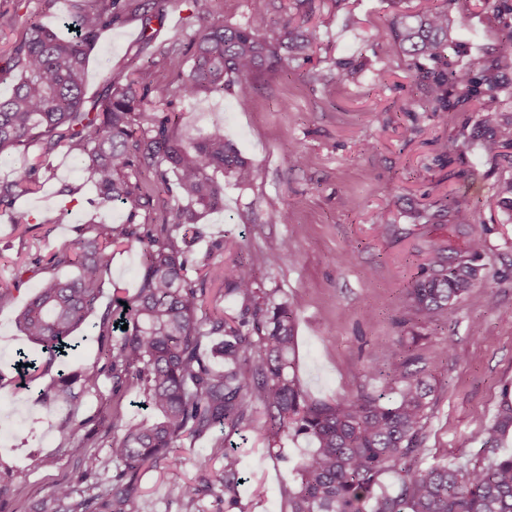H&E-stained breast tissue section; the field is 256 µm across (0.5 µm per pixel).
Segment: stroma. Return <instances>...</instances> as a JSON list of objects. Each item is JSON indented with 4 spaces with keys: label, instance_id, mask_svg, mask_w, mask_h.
Masks as SVG:
<instances>
[{
    "label": "stroma",
    "instance_id": "obj_1",
    "mask_svg": "<svg viewBox=\"0 0 512 512\" xmlns=\"http://www.w3.org/2000/svg\"><path fill=\"white\" fill-rule=\"evenodd\" d=\"M141 0H130L126 14L102 33L89 53L85 79L88 104L105 93L103 76L143 79L152 100L179 119L172 132L193 141L213 125L249 164L244 179L224 183L223 208L201 214L196 254L211 253V289L222 287L221 269L232 259L250 264L266 287L288 299L296 311V370L300 384L315 400L333 402L359 389L389 387V366L400 350L433 360L431 382L436 402L425 428L422 463L464 464L482 459V431L498 413L504 390L512 391V207L497 196L498 184L512 176V165L485 154L479 141L480 114L474 102L449 96V109L437 111L426 72L432 62L408 67L389 52L384 37L396 12L391 0H310L306 10L321 33L310 59L259 76L248 107H239L234 88L223 95L193 98L175 94L179 70L162 62L147 67L149 54L194 21L185 0H169L159 17L144 23ZM447 51L448 61H481L498 38L512 29V11L502 0H470ZM74 0H0V50L19 43L30 15L60 35ZM382 75V88L373 78ZM447 150H440V143ZM303 164H295L296 155ZM55 177L40 192L20 196L16 211L32 216L28 230L14 229L0 215V288L12 291V306L0 309V462L15 473L14 494L0 499V512H25L29 502L46 497L53 485L73 480L93 487L62 453L58 415L35 401L58 374L50 368L31 385L15 380L9 360L27 346L15 316L38 290L42 279L15 283V263L49 254L85 228L94 198L83 185L74 159L63 150L47 158ZM79 185L74 198L57 195L60 183ZM454 195L469 208L486 247L480 277L452 321L426 323L414 313L407 291L421 273L432 244L460 243L464 236L441 204ZM413 207L429 217H410ZM224 248L212 252L214 243ZM290 250H283V243ZM140 270L138 250H119L103 276L102 298L69 370L102 366L100 325L112 308L114 286L134 294ZM373 317H366V310ZM136 391L113 393L112 374L104 370L95 388L76 405L85 419L89 451L107 455L108 438L93 416L116 410L144 418ZM237 449L243 512H288L287 491L294 474L287 462L268 455L267 422L262 412L231 434ZM41 463H34V456ZM181 471L146 469L141 490L145 512H183L169 497L175 482L216 481L224 470L220 449L203 437L184 449ZM212 456L209 470L197 469Z\"/></svg>",
    "mask_w": 512,
    "mask_h": 512
}]
</instances>
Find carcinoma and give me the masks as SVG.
Returning <instances> with one entry per match:
<instances>
[{
  "mask_svg": "<svg viewBox=\"0 0 512 512\" xmlns=\"http://www.w3.org/2000/svg\"><path fill=\"white\" fill-rule=\"evenodd\" d=\"M77 3L71 36L62 37L32 17L8 64L0 68V81L16 79L12 95L0 97V155L32 142L41 145L45 157L64 149L94 186L91 206L100 211L91 235L81 233L53 254V266H73L75 275L43 280L19 312L17 323L31 348L17 350L12 366L33 381L66 357L74 333L99 302L113 247H136L141 254L137 291L127 297L114 286L112 304L119 313L103 317L102 335L112 337L103 352L113 388L137 390L155 415L125 420L99 414V423L116 436L108 455L97 456L81 436L85 421L68 408L96 386L100 369L90 365L60 372L39 391L37 402L48 412H65L59 422L63 451L78 459L85 472L104 479L90 493L61 480L27 512H143L139 480L146 467L162 462L171 470L180 468L187 443L216 428L239 430L257 404L269 421L270 457H284L276 448L284 435L310 444L293 467L288 512H512V455L461 466L416 464L435 394L426 368L411 369L418 357L401 355L389 368L400 379L393 397L380 389L335 402L315 401L295 374V309L277 299L250 265L235 260L224 266V295L238 299L239 314L228 320L205 313L208 257L193 256L182 230L197 223L198 209L224 207L219 177L241 176L247 162L220 126L194 142L175 139L171 127L177 115L146 111L148 87L132 79L122 84L106 74L105 100L86 107L88 53L123 5L121 0ZM188 3L196 28L175 36L171 47L159 52L164 58L182 50L189 54L190 68L175 89L183 97L222 95L232 82L237 104L245 108L258 73L286 69L291 61L310 57L318 43L317 26L305 19L295 26L286 20L277 38L267 35L269 0H250V15L240 26L224 22V8L216 0ZM461 21L438 0H420L416 13L396 15L391 51L439 63ZM508 63L512 30L483 64L481 81L473 77L474 64H450L432 72L429 93L443 112L452 91L460 102L479 101L483 149L494 158L512 160V130L498 131L500 95L509 91L499 73ZM145 170L175 200L161 223L150 228L137 222L139 211L152 201L153 188L142 179ZM49 176L50 169L35 162L1 182L0 210H10L22 194L38 192ZM115 205L128 208L126 223L108 219L106 211ZM443 207L454 223H474L472 212L455 199H446ZM483 251L478 232L461 246L432 247L424 276L408 289L423 320H452L478 279ZM125 324L128 328L121 329ZM510 430L512 400L506 399L483 430L485 444L496 446ZM223 457L218 483L224 503L235 507L240 460L234 449ZM392 470L402 477L388 492L381 478ZM170 496L182 502L185 512H201L198 488L173 483Z\"/></svg>",
  "mask_w": 512,
  "mask_h": 512,
  "instance_id": "cac0c4a2",
  "label": "carcinoma"
}]
</instances>
